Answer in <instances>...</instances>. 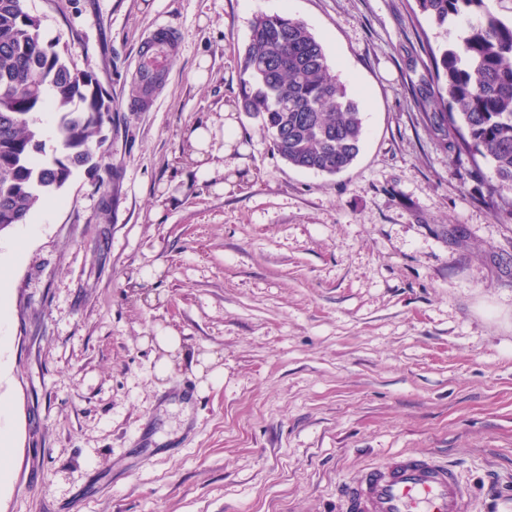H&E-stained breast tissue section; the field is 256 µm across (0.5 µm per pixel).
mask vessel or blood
<instances>
[{"label": "vessel or blood", "mask_w": 512, "mask_h": 512, "mask_svg": "<svg viewBox=\"0 0 512 512\" xmlns=\"http://www.w3.org/2000/svg\"><path fill=\"white\" fill-rule=\"evenodd\" d=\"M474 491L432 454L401 453L340 489L341 512H473Z\"/></svg>", "instance_id": "1"}]
</instances>
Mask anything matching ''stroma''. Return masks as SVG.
<instances>
[{"mask_svg": "<svg viewBox=\"0 0 512 512\" xmlns=\"http://www.w3.org/2000/svg\"><path fill=\"white\" fill-rule=\"evenodd\" d=\"M112 108L111 177L74 171L10 266L0 512H338L401 452L512 499V211L427 127L424 44L464 34L413 0H25ZM323 43L362 107L346 171H302L240 112L259 14ZM162 83L136 73L157 25ZM206 82H196L200 60ZM224 141L201 182L188 135ZM223 190H216V182Z\"/></svg>", "mask_w": 512, "mask_h": 512, "instance_id": "1", "label": "stroma"}]
</instances>
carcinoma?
<instances>
[{"label":"carcinoma","instance_id":"obj_1","mask_svg":"<svg viewBox=\"0 0 512 512\" xmlns=\"http://www.w3.org/2000/svg\"><path fill=\"white\" fill-rule=\"evenodd\" d=\"M436 27L468 20L464 36L429 50L418 94L430 128L454 154L481 158L491 189L512 193V21L486 0H414ZM480 16L473 22L471 18ZM41 18L24 0H0V231L30 220L73 171L103 169L92 139L111 120L93 77L67 49L42 40ZM241 111L261 121L273 152L289 166L335 175L357 158L360 105L337 78L322 43L300 20L257 16L241 57ZM57 114L58 146L46 156L38 113Z\"/></svg>","mask_w":512,"mask_h":512}]
</instances>
